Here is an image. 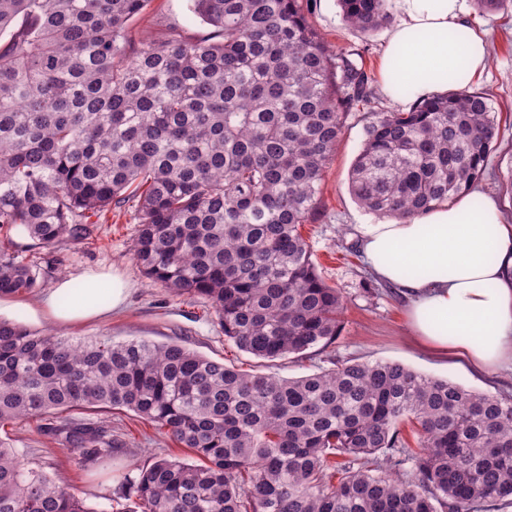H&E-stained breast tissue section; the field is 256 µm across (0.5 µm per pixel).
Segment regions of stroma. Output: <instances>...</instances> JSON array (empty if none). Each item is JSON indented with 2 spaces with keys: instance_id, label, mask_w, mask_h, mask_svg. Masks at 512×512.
Wrapping results in <instances>:
<instances>
[{
  "instance_id": "obj_1",
  "label": "stroma",
  "mask_w": 512,
  "mask_h": 512,
  "mask_svg": "<svg viewBox=\"0 0 512 512\" xmlns=\"http://www.w3.org/2000/svg\"><path fill=\"white\" fill-rule=\"evenodd\" d=\"M466 12L470 31L485 34L491 46L489 67L473 90L489 95L499 121L498 137L475 188L498 198L507 223L512 224V0H506L500 10L486 13L479 12L473 0H468ZM308 17L336 53L348 55L363 65L371 79H378L385 30L365 35L351 28L344 21L337 0H312ZM169 26L181 28L195 39L210 33L209 26L190 11L189 0H151L144 15L129 23L132 33L140 39L152 38ZM372 119L370 110L360 107L348 113L324 174L319 209L314 219L300 228L319 274L329 285L339 288L346 301L340 334L329 349L312 352L303 359L273 361L238 350L225 339L205 297L175 294L144 275L131 256L137 226L126 213L113 214L108 223L94 225L91 237L77 243L64 241L39 248L27 235L18 234L19 257L40 268L39 285L25 296H0V318L34 332L53 333L72 343L103 337L115 342H177L225 365L281 378L327 370L338 359L392 361L478 392L512 395L511 371L480 374L423 347L406 324L403 296L367 269L358 227L375 223L377 217L355 203L349 193L348 175L361 150L364 128ZM87 271L112 272L128 280L131 295L126 306L105 320L66 327L53 325L39 308V298L60 279L79 283ZM66 417L111 430L113 439L120 443L111 465L85 462L78 451L44 432L38 420L9 425L5 431L20 460L40 464L50 477L63 480L97 512H109L115 489L135 465L160 454L185 459L192 456L190 449L180 447L154 425L124 409L73 410Z\"/></svg>"
}]
</instances>
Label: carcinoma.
Here are the masks:
<instances>
[{
    "mask_svg": "<svg viewBox=\"0 0 512 512\" xmlns=\"http://www.w3.org/2000/svg\"><path fill=\"white\" fill-rule=\"evenodd\" d=\"M151 0H0V295L40 269L14 233L51 247L131 206L132 256L154 282L210 301L224 337L263 360L325 350L344 301L299 228L318 210L348 111L369 77L331 51L302 0H190L211 26L135 40ZM362 33L389 0H338ZM498 136L484 93L376 112L352 165L363 208L408 218L469 190ZM126 409L191 449L127 478L118 512H480L512 503V396L388 361L296 379L239 372L176 343L72 344L0 319V425L47 431L84 460L105 427L62 413ZM410 426L417 449L403 436ZM412 462L415 474L405 476ZM0 512H98L0 438Z\"/></svg>",
    "mask_w": 512,
    "mask_h": 512,
    "instance_id": "carcinoma-1",
    "label": "carcinoma"
}]
</instances>
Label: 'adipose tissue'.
<instances>
[{"mask_svg": "<svg viewBox=\"0 0 512 512\" xmlns=\"http://www.w3.org/2000/svg\"><path fill=\"white\" fill-rule=\"evenodd\" d=\"M397 21L382 52L379 86L393 102L417 101L451 87L463 90L484 74L488 41L448 34L467 27L465 0H393ZM365 262L400 289L406 320L426 346L489 372L512 367V224L496 199L465 194L411 220L362 225ZM81 295L60 280L41 300L69 324L108 315L127 301L120 277L88 273Z\"/></svg>", "mask_w": 512, "mask_h": 512, "instance_id": "1", "label": "adipose tissue"}]
</instances>
